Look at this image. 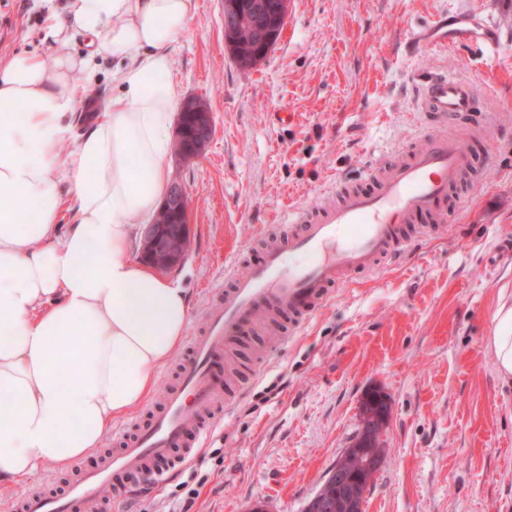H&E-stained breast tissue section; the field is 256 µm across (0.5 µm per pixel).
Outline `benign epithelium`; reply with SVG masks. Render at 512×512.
Segmentation results:
<instances>
[{"mask_svg":"<svg viewBox=\"0 0 512 512\" xmlns=\"http://www.w3.org/2000/svg\"><path fill=\"white\" fill-rule=\"evenodd\" d=\"M241 0H223L224 37L227 49L238 65L249 68L265 59L269 54L276 33L284 25L288 15V0H278L259 4V30L261 39L253 45H246L235 39V29L240 18ZM176 135L187 140L181 158L190 161L201 157L214 135L211 112L199 109L197 100L189 97L184 100L178 115ZM161 208L178 216L188 213L189 193L178 182L171 183ZM189 236L188 225L179 220L172 224H148L145 226L142 241L144 257L159 270H166L181 263L184 259L183 241ZM356 455L362 460L363 475L356 477L348 471L343 461L338 460L326 475L325 484L336 488V499L345 512H363L367 492L372 480L384 463L382 449L360 438L345 450V455Z\"/></svg>","mask_w":512,"mask_h":512,"instance_id":"1","label":"benign epithelium"}]
</instances>
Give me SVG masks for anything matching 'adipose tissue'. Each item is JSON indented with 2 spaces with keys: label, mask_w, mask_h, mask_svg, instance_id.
<instances>
[{
  "label": "adipose tissue",
  "mask_w": 512,
  "mask_h": 512,
  "mask_svg": "<svg viewBox=\"0 0 512 512\" xmlns=\"http://www.w3.org/2000/svg\"><path fill=\"white\" fill-rule=\"evenodd\" d=\"M70 12L44 38L62 44L76 28L90 53L50 69L27 51L0 58V483L100 448L151 394L190 320L183 288L130 251L168 191L182 99L172 48L193 0H70ZM103 56L118 93L82 131ZM497 318L489 346L507 379L512 304Z\"/></svg>",
  "instance_id": "adipose-tissue-1"
}]
</instances>
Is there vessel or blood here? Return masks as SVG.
Listing matches in <instances>:
<instances>
[{
	"label": "vessel or blood",
	"mask_w": 512,
	"mask_h": 512,
	"mask_svg": "<svg viewBox=\"0 0 512 512\" xmlns=\"http://www.w3.org/2000/svg\"><path fill=\"white\" fill-rule=\"evenodd\" d=\"M474 39L469 27L432 28L418 44ZM476 100L473 86L454 74H430L419 99L430 132L405 150L402 160L375 163L356 182H337L309 204L290 209L283 218L286 235L247 260L244 270L226 268L223 284L211 291L202 328L188 338L187 359L124 446L106 454L95 470L69 480L62 495L18 494L13 512H100L104 490L120 498L144 480L162 484L198 458L224 409L269 364L262 350L247 370L234 365L237 328L255 324L263 314L270 321V345L287 344L292 330L322 309L334 288L399 257L413 240L408 225L447 223L448 201L471 174L473 157L466 143L449 134L446 122L475 116L476 131L490 138L493 125L487 114L476 113Z\"/></svg>",
	"instance_id": "b4317fda"
}]
</instances>
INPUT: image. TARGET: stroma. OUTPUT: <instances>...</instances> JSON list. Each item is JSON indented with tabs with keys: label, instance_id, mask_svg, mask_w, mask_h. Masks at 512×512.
<instances>
[{
	"label": "stroma",
	"instance_id": "obj_1",
	"mask_svg": "<svg viewBox=\"0 0 512 512\" xmlns=\"http://www.w3.org/2000/svg\"><path fill=\"white\" fill-rule=\"evenodd\" d=\"M70 0H0V55L27 50L53 66L48 18ZM468 17L490 44L407 54L414 33ZM185 96L205 98L215 134L196 160L171 161L190 196V249L167 270L199 326L212 284L258 254L281 217L323 189L423 136L417 82L447 69L485 93L497 130L474 143L484 174L462 185L448 223L396 262L355 276L274 353L197 460L110 512H302L359 429L367 390L388 397L387 460L364 512H512V381L489 338L512 300V0H289L268 56L238 66L224 44L220 0H194L172 51ZM71 472L0 485L45 494Z\"/></svg>",
	"mask_w": 512,
	"mask_h": 512
}]
</instances>
